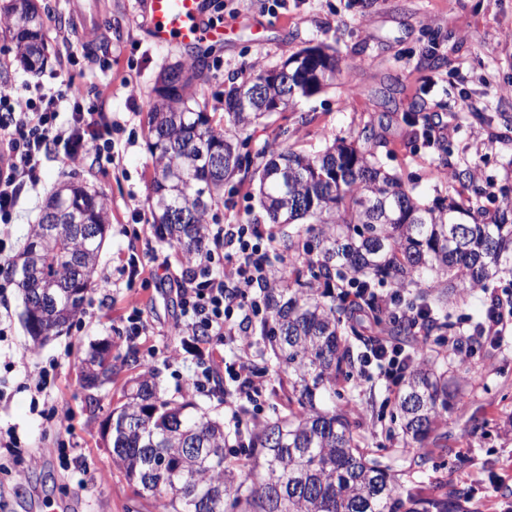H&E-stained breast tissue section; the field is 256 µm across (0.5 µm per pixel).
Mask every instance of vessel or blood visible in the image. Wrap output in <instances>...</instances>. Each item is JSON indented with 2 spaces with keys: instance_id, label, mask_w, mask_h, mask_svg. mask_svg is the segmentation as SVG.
<instances>
[{
  "instance_id": "vessel-or-blood-1",
  "label": "vessel or blood",
  "mask_w": 512,
  "mask_h": 512,
  "mask_svg": "<svg viewBox=\"0 0 512 512\" xmlns=\"http://www.w3.org/2000/svg\"><path fill=\"white\" fill-rule=\"evenodd\" d=\"M153 41L159 46H202L224 38V27L209 22L207 0H147Z\"/></svg>"
}]
</instances>
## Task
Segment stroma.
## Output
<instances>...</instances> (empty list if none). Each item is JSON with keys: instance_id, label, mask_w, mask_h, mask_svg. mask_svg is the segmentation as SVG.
Masks as SVG:
<instances>
[{"instance_id": "35a3bbf8", "label": "stroma", "mask_w": 512, "mask_h": 512, "mask_svg": "<svg viewBox=\"0 0 512 512\" xmlns=\"http://www.w3.org/2000/svg\"><path fill=\"white\" fill-rule=\"evenodd\" d=\"M48 33L47 62L23 69L8 32L0 30V87L26 95L35 86L67 82L84 93L88 122L112 126L111 163H43V182L25 190L11 223L0 226V431L14 429L20 444L0 465V512H154L153 499L134 495L103 436L124 391L145 369L158 372L162 393H187L195 366L170 358L180 341L174 324L180 308L159 265L176 263L179 251L157 239L147 198L153 172L147 113L165 68L190 58L183 46L156 47L145 0H37ZM223 15L222 42L206 44L204 76L192 92L223 118L220 103L230 86L255 68L279 67L291 54L317 45L341 61L333 87L300 98L288 111L252 125L245 149L256 153L288 132L296 148L314 153L334 140L351 141L366 129L382 145L386 169L416 188L423 202L451 192V172L461 162L479 171V186L512 197V0H211ZM137 98H130V89ZM471 110H462L463 100ZM430 115V137L406 122ZM104 194L111 230L100 255L97 288L83 313L61 335L33 345L23 325L24 304L12 261L38 223L46 197L65 180ZM249 184L225 191L213 205L212 224H244L255 207ZM144 272L129 278L130 259ZM139 310L151 335L129 341L127 317ZM506 355L475 350L460 411L449 414L450 451L435 462V476L472 488L479 512H512V331ZM112 345V382L89 391L79 382L90 344ZM52 376L49 404L57 418L30 409L32 374ZM361 427L376 424L373 447H402L390 420L392 402L381 384L365 382L346 392ZM486 419L471 431L468 415Z\"/></svg>"}]
</instances>
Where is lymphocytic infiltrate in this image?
<instances>
[{
    "mask_svg": "<svg viewBox=\"0 0 512 512\" xmlns=\"http://www.w3.org/2000/svg\"><path fill=\"white\" fill-rule=\"evenodd\" d=\"M83 93L68 87L60 94L36 89L23 98L9 89H0V155L7 160L0 168V224L11 221L25 186L38 185L42 160L53 154L65 162L88 156H101L111 150L109 125L87 123L81 100ZM70 102L71 119L59 125L61 102ZM206 237L224 245V269L212 275L206 268L210 253H199L195 262L202 273L199 279L177 282L176 294L182 316L175 329L182 348L190 355L197 371L190 382L192 391H210L216 375L224 377V409L234 420L255 422V406L265 391L266 381L242 358L225 363L223 372L214 368L217 346L234 344L248 351L252 343L236 328L233 314L260 315L258 289L277 284L272 269L270 244L254 224H227L206 227ZM416 361L414 353L389 341L373 337L368 341L357 376L360 380L379 379L388 394H396L405 371Z\"/></svg>",
    "mask_w": 512,
    "mask_h": 512,
    "instance_id": "obj_1",
    "label": "lymphocytic infiltrate"
}]
</instances>
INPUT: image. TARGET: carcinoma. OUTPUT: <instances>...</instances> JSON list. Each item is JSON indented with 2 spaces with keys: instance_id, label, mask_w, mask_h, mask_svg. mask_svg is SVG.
Returning a JSON list of instances; mask_svg holds the SVG:
<instances>
[{
  "instance_id": "1",
  "label": "carcinoma",
  "mask_w": 512,
  "mask_h": 512,
  "mask_svg": "<svg viewBox=\"0 0 512 512\" xmlns=\"http://www.w3.org/2000/svg\"><path fill=\"white\" fill-rule=\"evenodd\" d=\"M0 29L12 33L27 68L44 64L47 32L35 0H14ZM315 51L300 63L288 57L287 73L267 83L280 111L335 84L336 56L321 46ZM175 68L183 77L154 88L148 116L155 161L148 205L157 237L187 258L200 251L212 202L236 175L254 187L261 210L254 223L307 225L284 243L291 258L282 282L264 289L261 336L276 361L282 410L237 435L241 451L233 456L224 422L189 394L180 401L161 396L157 374L148 370L112 410V462L138 496L156 500L158 512H478L470 491L419 481L435 454L448 450L443 415L464 399L459 382L448 378V361L443 370L417 365L395 399L401 454L412 449L400 466L369 448L354 410L336 399L351 383L368 327L387 322L386 335L423 346L456 332L449 304L512 266V198L486 206L466 167L452 174L454 194L426 205L385 170L376 152L381 142L367 130L315 154L284 141L262 150L256 165L232 135L266 116L239 105V94L267 70L255 69L225 93L221 125L189 93L201 60ZM212 152L224 154L221 173L207 167ZM109 227L105 198L82 182L63 184L47 200L15 265L33 343L82 314ZM348 274L366 289L358 304L344 284ZM387 283L423 310L422 335L387 321L371 292ZM100 377L112 382L106 342L92 345L81 365L83 383Z\"/></svg>"
}]
</instances>
